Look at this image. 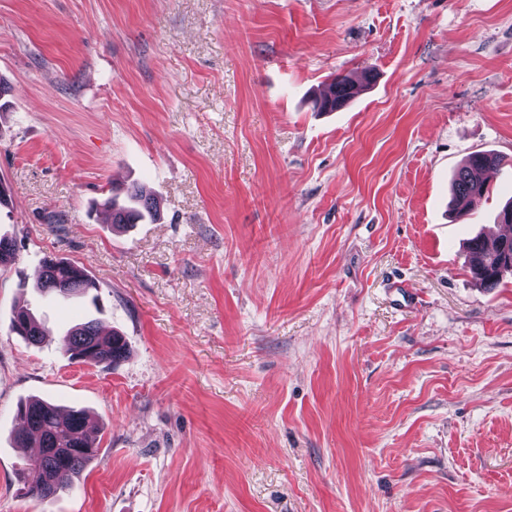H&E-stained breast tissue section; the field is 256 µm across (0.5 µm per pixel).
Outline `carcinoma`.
Instances as JSON below:
<instances>
[{
  "instance_id": "1",
  "label": "carcinoma",
  "mask_w": 512,
  "mask_h": 512,
  "mask_svg": "<svg viewBox=\"0 0 512 512\" xmlns=\"http://www.w3.org/2000/svg\"><path fill=\"white\" fill-rule=\"evenodd\" d=\"M365 84L348 75L336 77L328 91L316 101L324 112L336 111L364 91ZM498 158L491 152H476L456 170L451 183L450 206L458 218L468 215L488 192L486 183L476 177L480 171L495 168ZM105 205L111 212L112 224L123 227L138 224L157 215L159 202L143 193L137 185L126 188L123 200L109 197ZM470 271L485 288H495L503 277L512 274V235L488 240L481 236L468 243ZM16 257L13 239L0 236V266L12 264ZM43 292L62 296L85 295L99 285L81 267L65 259L43 261L39 278ZM12 331L33 344L45 340L40 323L24 306L15 310ZM58 349L69 358L94 365H110L122 360L127 352L124 338L116 333L103 336L96 322L80 323L68 330L57 342ZM20 420L16 443L24 448H37L29 466L38 471L37 482L27 486L26 493L43 502L54 500L72 487L75 477L96 454L97 442L87 429L88 415L82 410H62L54 403L33 399L18 406Z\"/></svg>"
}]
</instances>
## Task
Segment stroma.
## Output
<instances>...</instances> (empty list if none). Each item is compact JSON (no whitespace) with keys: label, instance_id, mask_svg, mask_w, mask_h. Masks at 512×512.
<instances>
[{"label":"stroma","instance_id":"stroma-1","mask_svg":"<svg viewBox=\"0 0 512 512\" xmlns=\"http://www.w3.org/2000/svg\"><path fill=\"white\" fill-rule=\"evenodd\" d=\"M344 74L368 89L314 110ZM132 183L160 217L118 231ZM0 190V512H512V278L464 248L506 231L512 0H0ZM48 257L98 303L41 294ZM88 320L126 358L62 354ZM32 397L98 427L49 503L16 478ZM498 158L491 152H476L456 170L451 183L450 206L458 218L468 215L488 192L486 183L476 177L480 171L495 168ZM12 331L33 344H41L46 336L36 317L24 306L15 310Z\"/></svg>","mask_w":512,"mask_h":512}]
</instances>
